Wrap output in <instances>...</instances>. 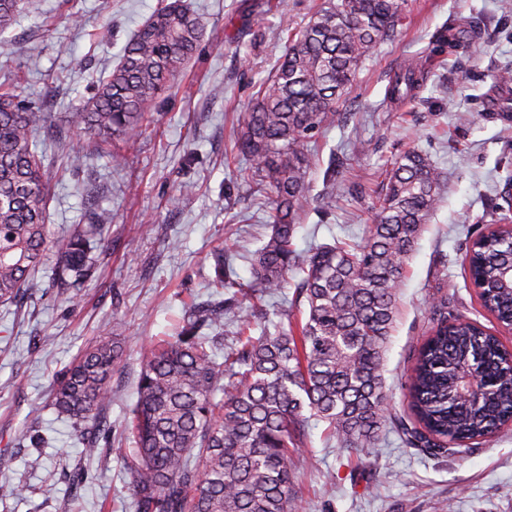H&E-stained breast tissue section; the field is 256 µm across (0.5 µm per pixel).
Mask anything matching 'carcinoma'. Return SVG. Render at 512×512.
Wrapping results in <instances>:
<instances>
[{
	"mask_svg": "<svg viewBox=\"0 0 512 512\" xmlns=\"http://www.w3.org/2000/svg\"><path fill=\"white\" fill-rule=\"evenodd\" d=\"M21 0H0V46L17 21ZM404 0H327L297 31L283 25L285 52L257 86L237 119L236 151L250 161L242 174L268 200L270 233L254 253L252 278L224 274L215 259L211 287L248 297L279 293L300 274L288 324L247 334L258 310H238L236 346L219 353L214 336L224 306L195 305L170 340L145 356L137 401L124 424L131 448L122 456L134 512H292V457L311 418L327 424L338 445L363 454L385 423L407 444L432 454L473 445L512 421V347L477 321L433 306L434 322L411 355L404 382L411 417L389 414L383 389L385 353L395 328L406 265L441 200L442 180L430 156L403 152L389 171L387 191L360 242L338 238L303 256L294 239L307 203L315 156L307 144L343 121L339 106L356 72L394 37ZM204 25L184 0H160L128 41L92 95L54 125L41 107L0 86V305L28 296L35 275L50 279L71 305L97 262L94 244L112 213L96 206L90 223L74 224L61 240L48 219L55 140L72 131L85 146L65 153L81 170L91 155L131 167L136 156L112 146L151 122V104L197 51ZM417 88L408 69L392 81L398 101ZM465 279L481 306L512 330V233L501 224L470 243ZM124 355L119 336L105 334L68 366L53 388L56 411L98 432L111 428L112 372ZM476 372L475 386L459 370Z\"/></svg>",
	"mask_w": 512,
	"mask_h": 512,
	"instance_id": "1",
	"label": "carcinoma"
}]
</instances>
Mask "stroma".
Segmentation results:
<instances>
[{"label":"stroma","mask_w":512,"mask_h":512,"mask_svg":"<svg viewBox=\"0 0 512 512\" xmlns=\"http://www.w3.org/2000/svg\"><path fill=\"white\" fill-rule=\"evenodd\" d=\"M189 0L205 24L196 56L155 100L153 121L130 139L132 168L91 159L87 170L58 168L48 222L56 237L81 223L91 203L112 213L95 278L71 306L48 277L36 276L18 309L0 305V489L24 485L0 512H133L120 451L137 400L144 355L171 335L190 306L212 302L211 255L224 252L232 278L249 280L267 232L265 205L240 180L245 161L233 129L260 80L282 57V20L304 26L325 0ZM159 0H26L0 49V82L21 75L22 94L47 112H69L89 97ZM82 15L71 27L68 13ZM70 51L61 55L59 43ZM414 68V96L390 101L400 70ZM512 0H407L395 36L381 43L352 84L344 122L317 139L308 204L295 236L301 253L333 237L361 240L374 221L394 160L426 152L443 178V200L404 272L396 327L386 352L384 390L407 415L403 382L411 352L431 326V304L497 328L464 279L463 258L487 225L512 218V119L498 105L512 86ZM335 181H327V171ZM194 193L172 205L184 184ZM122 336L126 355L112 375L108 450L86 458L73 420L46 402L60 374L100 333ZM512 347V333L498 330ZM31 439L14 443L21 430ZM375 491L366 494V483ZM295 512H512V428L459 454L408 447L392 429L366 455L330 439L310 420L295 456Z\"/></svg>","instance_id":"1"}]
</instances>
